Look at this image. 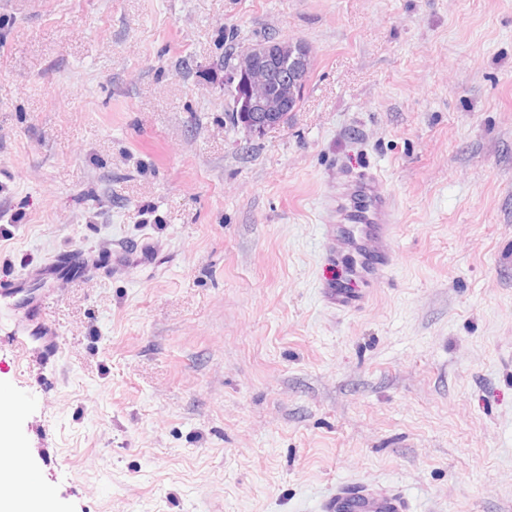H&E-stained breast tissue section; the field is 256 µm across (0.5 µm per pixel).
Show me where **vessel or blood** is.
Segmentation results:
<instances>
[{"instance_id": "1", "label": "vessel or blood", "mask_w": 512, "mask_h": 512, "mask_svg": "<svg viewBox=\"0 0 512 512\" xmlns=\"http://www.w3.org/2000/svg\"><path fill=\"white\" fill-rule=\"evenodd\" d=\"M330 223L329 260L345 264L342 278L324 284L323 290L337 310L359 308L366 298L365 290L384 280L392 270L396 250L393 245L396 208L384 187L380 173L373 170L347 171L344 180L327 199ZM121 258L99 256L88 259L64 252L41 267L0 287V299L13 300L24 295L37 275L59 279L89 277ZM318 512H410V505L400 491L363 483L340 484L326 496Z\"/></svg>"}]
</instances>
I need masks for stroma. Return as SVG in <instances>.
<instances>
[{"mask_svg": "<svg viewBox=\"0 0 512 512\" xmlns=\"http://www.w3.org/2000/svg\"><path fill=\"white\" fill-rule=\"evenodd\" d=\"M303 41L298 112L231 125L224 60ZM378 169L398 261L344 313L323 202ZM49 292L55 368L0 345L20 468L61 512H512V0H0V281ZM118 266L127 262L126 257L101 256L93 259L84 258L83 255H77L73 252L60 253L40 270L30 271L25 277H20L11 283L0 287L1 300L10 301L20 294H23L26 288H30L29 284L32 280L43 275H52L58 279H68L75 277H89L97 274L100 270L109 266ZM400 491L363 483L340 484L326 496L318 512H410Z\"/></svg>", "mask_w": 512, "mask_h": 512, "instance_id": "stroma-1", "label": "stroma"}]
</instances>
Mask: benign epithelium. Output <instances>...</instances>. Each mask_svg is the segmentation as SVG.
I'll list each match as a JSON object with an SVG mask.
<instances>
[{
  "label": "benign epithelium",
  "instance_id": "1",
  "mask_svg": "<svg viewBox=\"0 0 512 512\" xmlns=\"http://www.w3.org/2000/svg\"><path fill=\"white\" fill-rule=\"evenodd\" d=\"M311 64L308 47L300 41L256 42L241 51L224 81L233 107L250 114L243 128L261 136L299 109V91Z\"/></svg>",
  "mask_w": 512,
  "mask_h": 512
}]
</instances>
